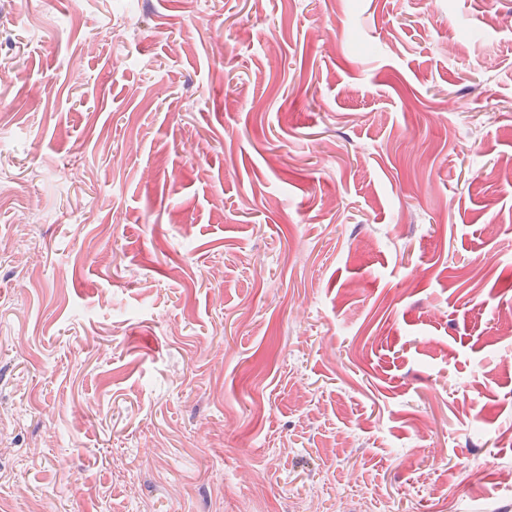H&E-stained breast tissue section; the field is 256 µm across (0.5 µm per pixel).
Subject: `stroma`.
<instances>
[{"label":"stroma","instance_id":"obj_1","mask_svg":"<svg viewBox=\"0 0 512 512\" xmlns=\"http://www.w3.org/2000/svg\"><path fill=\"white\" fill-rule=\"evenodd\" d=\"M0 187V512H512V0H0Z\"/></svg>","mask_w":512,"mask_h":512}]
</instances>
